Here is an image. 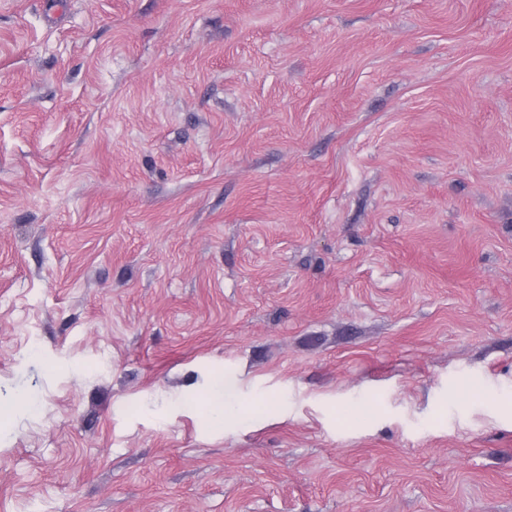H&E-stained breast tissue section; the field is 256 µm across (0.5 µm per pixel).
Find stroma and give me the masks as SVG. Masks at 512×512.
Wrapping results in <instances>:
<instances>
[{"label":"stroma","instance_id":"obj_1","mask_svg":"<svg viewBox=\"0 0 512 512\" xmlns=\"http://www.w3.org/2000/svg\"><path fill=\"white\" fill-rule=\"evenodd\" d=\"M0 512H512V0H0Z\"/></svg>","mask_w":512,"mask_h":512}]
</instances>
